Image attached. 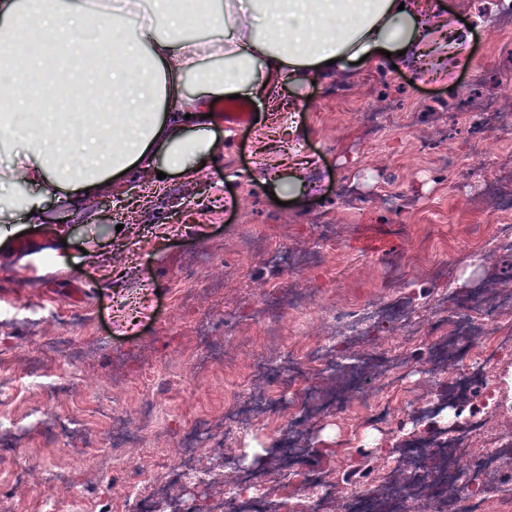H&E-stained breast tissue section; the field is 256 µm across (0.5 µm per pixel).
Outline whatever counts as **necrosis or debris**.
I'll return each mask as SVG.
<instances>
[{
  "label": "necrosis or debris",
  "instance_id": "necrosis-or-debris-1",
  "mask_svg": "<svg viewBox=\"0 0 512 512\" xmlns=\"http://www.w3.org/2000/svg\"><path fill=\"white\" fill-rule=\"evenodd\" d=\"M446 312L429 324V346L434 359L415 365L404 350L353 344L344 340L306 342L297 356L270 362L254 361L245 370L243 385L225 388L234 402L224 416L232 424L256 412L272 422H284L296 438L288 446L273 445L271 452L283 476H298L303 488L296 494L284 486L261 481L239 456L221 461L230 480L222 485L224 512H412L426 505L428 512H512V289L500 290L494 305L444 295ZM190 367L200 380L218 368L234 374L240 370L232 356L212 348L208 336L197 334ZM267 374L299 378L309 374L328 380L327 388L271 387L261 395L250 392L254 381ZM442 385L443 393H428L407 403L404 391L414 378ZM356 399L370 408L359 443L382 445L388 468L380 481L366 489L340 496L332 471L335 460L316 461L310 440L299 437L317 415L343 413ZM158 399H141L137 423H130L120 407L98 408L102 421L95 449L85 448L83 421L74 416L41 411L53 425L56 437L73 457L108 451L117 444L136 443L142 427L158 414ZM503 419L481 448L473 442L489 417ZM212 422L201 419L189 428L190 443L164 463L165 477L150 494L141 491V480L124 475L125 512H166L170 498L180 497L203 470L195 443L207 434ZM308 461L297 471L299 461Z\"/></svg>",
  "mask_w": 512,
  "mask_h": 512
}]
</instances>
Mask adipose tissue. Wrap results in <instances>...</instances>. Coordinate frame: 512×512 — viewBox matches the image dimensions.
Returning a JSON list of instances; mask_svg holds the SVG:
<instances>
[{"label": "adipose tissue", "instance_id": "1", "mask_svg": "<svg viewBox=\"0 0 512 512\" xmlns=\"http://www.w3.org/2000/svg\"><path fill=\"white\" fill-rule=\"evenodd\" d=\"M441 0H0V150L25 152L0 183V222L59 196L95 197L123 174H198L216 142L212 102H269L381 51L457 55ZM100 14L105 25L91 29ZM206 38L188 36L191 27ZM52 40L54 51L39 46Z\"/></svg>", "mask_w": 512, "mask_h": 512}]
</instances>
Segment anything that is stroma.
Returning a JSON list of instances; mask_svg holds the SVG:
<instances>
[{"mask_svg": "<svg viewBox=\"0 0 512 512\" xmlns=\"http://www.w3.org/2000/svg\"><path fill=\"white\" fill-rule=\"evenodd\" d=\"M445 2L473 26L465 56L451 59L447 74L388 59L369 69L350 65L301 90L283 88L277 111L250 102L255 120L248 125L216 121L217 149L204 178L158 182L133 172L119 191L76 203L53 198L40 216L0 223V362L26 352L59 374L57 342L69 337L81 386L121 394L132 419V390L149 385L163 401V417L124 451L122 464L152 488L164 477L168 450L181 445L199 415L213 421L201 442L209 459L231 446L267 447L280 432L273 422L241 420L235 440H225L224 382H200L189 368L198 330L222 349L233 345L229 330L248 329L272 359L290 331L344 334L333 311L383 297L392 331L378 335L367 325L365 335L423 360L425 347L415 338L438 314L446 286L466 298L489 279L512 274V255H499L488 269L475 255L476 244L495 235L489 217L496 198L512 192V168H487L471 154L452 94L460 87L477 99L512 101V19L488 32L478 20L497 12L498 0ZM371 99L392 111L371 114ZM37 231L50 233L55 245L16 266L8 246ZM372 234L386 237L388 250L363 252L359 242ZM253 236L279 248L281 263L247 257L242 245ZM423 238L425 264L446 250L450 281L411 274L401 287H387L399 260ZM80 314L85 322L78 325L73 318ZM42 407L28 365H11L0 417L23 426L11 462L27 479L13 483L10 467H0V512H39L50 496L88 500V512H113L125 488L111 478V455L73 462L49 427L32 426ZM364 413L356 401L340 416L314 418L309 429L317 447L341 450L334 479L343 494L385 473L380 459L372 476L363 474L357 437ZM49 462L66 483L41 481Z\"/></svg>", "mask_w": 512, "mask_h": 512, "instance_id": "35a3bbf8", "label": "stroma"}]
</instances>
